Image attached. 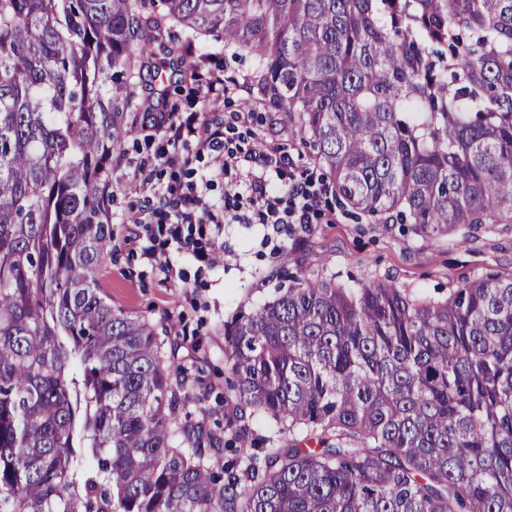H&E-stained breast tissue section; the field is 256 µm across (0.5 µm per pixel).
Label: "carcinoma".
<instances>
[{"label": "carcinoma", "mask_w": 512, "mask_h": 512, "mask_svg": "<svg viewBox=\"0 0 512 512\" xmlns=\"http://www.w3.org/2000/svg\"><path fill=\"white\" fill-rule=\"evenodd\" d=\"M161 4L0 0V512H512V274L444 300L299 279L242 314L225 362L275 431L223 465L97 280L124 76L161 47L250 58L361 214L512 222V0Z\"/></svg>", "instance_id": "cac0c4a2"}]
</instances>
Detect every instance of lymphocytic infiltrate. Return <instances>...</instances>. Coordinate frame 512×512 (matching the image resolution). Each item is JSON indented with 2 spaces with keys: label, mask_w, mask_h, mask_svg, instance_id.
Masks as SVG:
<instances>
[{
  "label": "lymphocytic infiltrate",
  "mask_w": 512,
  "mask_h": 512,
  "mask_svg": "<svg viewBox=\"0 0 512 512\" xmlns=\"http://www.w3.org/2000/svg\"><path fill=\"white\" fill-rule=\"evenodd\" d=\"M162 147L158 158L163 164L176 166L181 162L180 148L193 144L202 151L221 153L223 162L211 174L210 180L224 182V210L215 212L206 200L210 181L200 183L175 181L162 194L152 193L144 198L143 224L164 227L163 244L175 251L191 252L197 261L212 263L218 237L226 222L240 221L239 184L232 173L241 161L254 166L249 174L247 189L255 217L262 224H313L318 219L335 223V216H322L318 208L321 190L312 175L290 177L286 174L284 155L254 150L241 153L224 135V124L217 120H203L194 112L168 116L159 125ZM276 173L288 179L285 195H273L267 175Z\"/></svg>",
  "instance_id": "1"
}]
</instances>
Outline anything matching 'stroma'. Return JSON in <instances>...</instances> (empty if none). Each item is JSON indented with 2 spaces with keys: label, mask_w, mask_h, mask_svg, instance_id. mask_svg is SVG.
Listing matches in <instances>:
<instances>
[{
  "label": "stroma",
  "mask_w": 512,
  "mask_h": 512,
  "mask_svg": "<svg viewBox=\"0 0 512 512\" xmlns=\"http://www.w3.org/2000/svg\"><path fill=\"white\" fill-rule=\"evenodd\" d=\"M186 63L198 73L223 70L225 75L252 79L253 63L233 49L190 54ZM168 98L178 112H202L223 117L234 125L241 112H249L248 127L262 148L287 153L295 172L317 165L316 150L300 140L298 115L276 107H248L247 93L215 104L192 95L196 82L185 75L169 77ZM161 144L153 120L137 117L134 132L120 154L112 158L108 177L114 195L108 204L112 217L113 255L98 273L100 286L113 307L144 317L164 340L172 380L184 374L203 377V385L186 390L191 422L206 423L217 435L229 437L227 424L236 413V400L228 396L229 374L224 365V332L241 313L272 300L289 277L327 278L339 284L392 283L411 294L447 297L452 288L492 271L512 274V224L473 226L459 233L428 236L408 224L377 223L327 194L335 209L333 224L230 223L218 242L215 265L206 266L187 255H172L181 276L169 280L158 268L128 251L132 232L149 237L156 225L133 227L127 218L140 193L132 180L141 166L153 169L152 184L165 186L176 178L199 177L214 168L216 156L185 147L190 171L167 167L156 158Z\"/></svg>",
  "instance_id": "stroma-1"
}]
</instances>
